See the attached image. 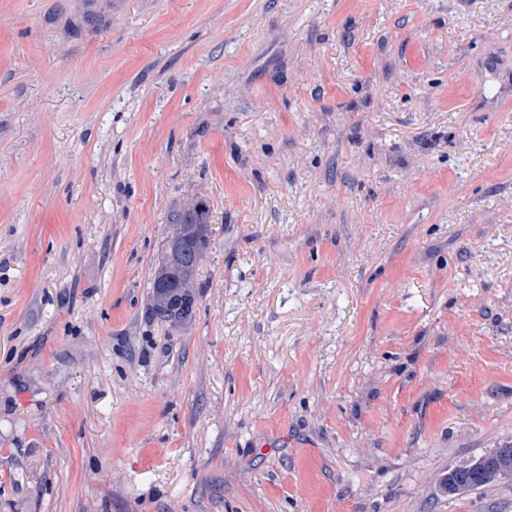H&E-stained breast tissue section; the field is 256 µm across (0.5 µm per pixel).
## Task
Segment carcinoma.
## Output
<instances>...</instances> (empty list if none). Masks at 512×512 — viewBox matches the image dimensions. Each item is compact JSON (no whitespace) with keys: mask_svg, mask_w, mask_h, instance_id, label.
<instances>
[{"mask_svg":"<svg viewBox=\"0 0 512 512\" xmlns=\"http://www.w3.org/2000/svg\"><path fill=\"white\" fill-rule=\"evenodd\" d=\"M168 237L151 282L150 310L165 323H179L192 316L196 296L193 282L210 242L207 211L199 200L181 205L171 216ZM512 479V452L492 451L473 463L448 471V493L478 489Z\"/></svg>","mask_w":512,"mask_h":512,"instance_id":"1","label":"carcinoma"}]
</instances>
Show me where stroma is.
<instances>
[{"instance_id": "obj_1", "label": "stroma", "mask_w": 512, "mask_h": 512, "mask_svg": "<svg viewBox=\"0 0 512 512\" xmlns=\"http://www.w3.org/2000/svg\"><path fill=\"white\" fill-rule=\"evenodd\" d=\"M509 445L512 0H0V512H512L443 488ZM170 224L173 232L151 282L150 310L157 320L172 324L192 316L193 282L210 242V227L199 200L183 203Z\"/></svg>"}]
</instances>
